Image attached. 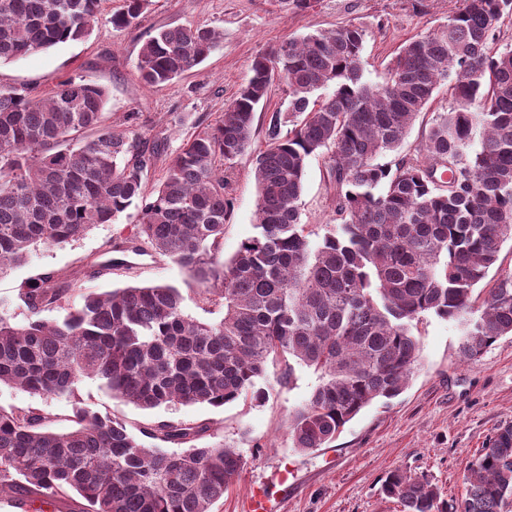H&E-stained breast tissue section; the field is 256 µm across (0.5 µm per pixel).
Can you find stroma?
<instances>
[{
    "instance_id": "obj_1",
    "label": "stroma",
    "mask_w": 512,
    "mask_h": 512,
    "mask_svg": "<svg viewBox=\"0 0 512 512\" xmlns=\"http://www.w3.org/2000/svg\"><path fill=\"white\" fill-rule=\"evenodd\" d=\"M123 0H106L91 34L58 44L14 62L0 64V86L27 87L46 95L69 78L85 77L107 91L105 112L112 128L147 144L163 143L145 177L153 191L183 140L224 110L250 76L252 59L286 38L320 29L354 26L364 33V78L380 82L385 65L405 41L446 25L457 0H312L297 9L284 0H150L136 25L113 28V12ZM208 26L223 39L196 72L157 88L143 85L137 70L142 43L165 27ZM454 101L449 82H442L428 110L421 113L399 150L385 162L410 155L419 147L436 113ZM233 211L224 225L219 256L230 259L255 233L257 184L252 154L239 157L228 174ZM334 189L325 156L310 157L304 176L303 223L325 233L335 223ZM136 209L112 224H96L79 239L62 246L43 245L29 259L0 274V300L8 301L7 317L26 324L30 312L19 298L27 281L44 274L65 275L67 299L79 304L84 295L128 285L174 283L185 295L183 310L204 321L224 315L220 306L204 303L197 285L169 259L139 255L128 246L137 231ZM127 247V264L104 265L109 246ZM414 334L420 342V365L397 397L380 400L348 422L329 447L299 453L292 449L288 422L292 411L310 395L318 377L296 367L293 379L268 376L264 403L239 400L221 407L176 405L144 411L115 397L95 377L83 378L75 397L44 395L5 388L0 405L37 407L56 415L66 430L74 401L114 415L131 429L158 421L205 423L215 440L238 447L246 464L238 481L213 512H244L254 487L287 471L279 512H401L400 503L385 497L381 484L395 469L428 478L445 498L461 497L471 461L489 444L498 428L512 424V336L494 342L479 359L463 360L454 323L429 316Z\"/></svg>"
}]
</instances>
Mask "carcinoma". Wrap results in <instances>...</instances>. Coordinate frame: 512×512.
I'll return each mask as SVG.
<instances>
[{
  "mask_svg": "<svg viewBox=\"0 0 512 512\" xmlns=\"http://www.w3.org/2000/svg\"><path fill=\"white\" fill-rule=\"evenodd\" d=\"M103 2L0 0V63L89 36ZM148 2L124 0L112 26L131 28ZM509 16L512 0H461L445 26L405 43L374 86L363 79L362 30L289 38L253 59L237 96L183 141L148 195L143 179L155 152L105 124L102 86L67 79L48 98L0 87V274L38 245L69 243L134 206L138 237L185 269L203 300L224 306L221 320H196L171 283L66 306L68 289L47 274L21 291L26 324L0 312V387L73 395L92 376L144 410L221 407L263 402L268 365L281 382L298 365L319 379L288 424L292 448L304 453L327 447L361 410L408 386L420 356L414 322L432 315L455 323L465 360L512 335V272L476 291L512 241V47L492 49ZM221 39L208 27L158 30L140 48V80L172 83ZM471 68L481 78H469ZM452 72L455 105L437 113L417 154L376 162L397 151ZM281 79L286 108L271 113L254 149L256 233L222 261L233 209L224 169L251 148L256 111ZM87 131L96 136L80 141ZM320 153L340 220L322 235L301 220L307 161ZM53 308L58 318L41 317ZM69 421L59 432L52 413L0 406V494H75L86 512H213L245 466L236 446L207 440L204 424L142 430L185 447L168 453L80 401ZM466 481L450 502L427 478L394 470L381 492L402 512H504L511 424L471 462Z\"/></svg>",
  "mask_w": 512,
  "mask_h": 512,
  "instance_id": "obj_1",
  "label": "carcinoma"
}]
</instances>
